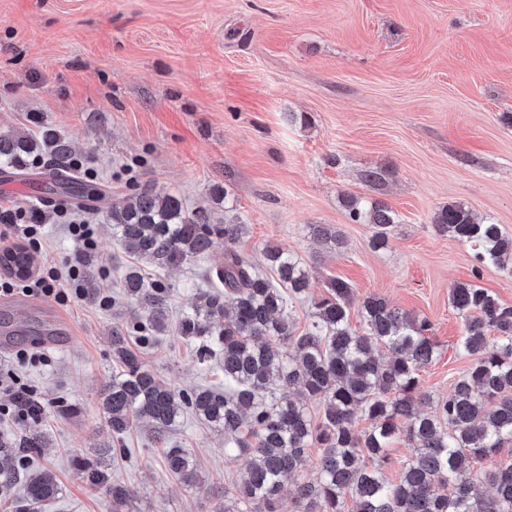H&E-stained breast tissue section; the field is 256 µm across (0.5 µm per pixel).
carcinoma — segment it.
<instances>
[{
    "label": "carcinoma",
    "mask_w": 512,
    "mask_h": 512,
    "mask_svg": "<svg viewBox=\"0 0 512 512\" xmlns=\"http://www.w3.org/2000/svg\"><path fill=\"white\" fill-rule=\"evenodd\" d=\"M43 153L52 159L56 189L72 197L88 191L71 164L69 142L54 130L38 138L0 131V167L19 170L28 157ZM344 206L354 223L371 225L376 247L398 223L381 202L367 206L347 196ZM231 211L224 208V223L214 224L208 211L191 210L181 197L147 186L112 205L116 241L154 269L200 259L215 239L224 240V260L207 271L220 290L199 293L177 324L180 336L197 343L199 361L219 358L224 391L171 388L128 348L124 329L114 327L112 356L119 369L101 394L113 434L123 436L146 419L163 441L186 410L223 432L244 463L216 512H279L285 482L300 474L310 448L322 449L318 472L295 483L296 512H512V453L490 470L473 472L474 462L512 447V307L473 283L451 286L449 303L463 321L458 349L471 365L448 397L435 399L420 387V371L438 354L427 318L371 295L361 304L365 328L358 332L349 322L348 281L331 277L324 294L308 297L307 271L279 246L265 248L269 272L262 271L235 250L245 222ZM433 223L439 233L470 244L478 266L512 273V237L499 225L476 221L461 204L441 209ZM311 235L330 250L344 245L340 233L323 224L312 225ZM18 261L31 262L22 246L0 254V265ZM123 296L143 308L136 326L142 342L168 328L170 285L131 265ZM306 298L312 321L298 335L288 302ZM379 343L389 348V358L375 355ZM311 400L322 405L318 422L307 408ZM359 414L373 421L371 429L357 430ZM400 434L413 453L390 479L384 464ZM44 446L43 436L25 430L0 440L5 512H36L60 494L50 468L31 472L20 461V449ZM163 458L185 490L197 488V460L187 449L165 448ZM485 485L491 494H483Z\"/></svg>",
    "instance_id": "cac0c4a2"
}]
</instances>
